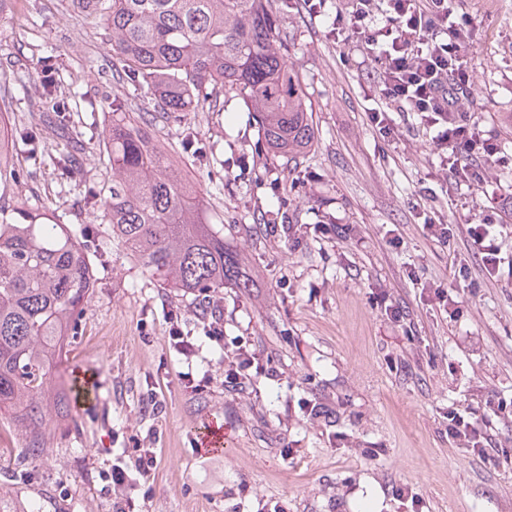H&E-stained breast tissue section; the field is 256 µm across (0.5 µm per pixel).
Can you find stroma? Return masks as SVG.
Returning <instances> with one entry per match:
<instances>
[{
	"label": "stroma",
	"mask_w": 512,
	"mask_h": 512,
	"mask_svg": "<svg viewBox=\"0 0 512 512\" xmlns=\"http://www.w3.org/2000/svg\"><path fill=\"white\" fill-rule=\"evenodd\" d=\"M460 6L474 26L470 109L512 153V0ZM276 19L316 132L297 162L267 151L232 95L223 111L147 125L205 192L225 241L264 277L247 294L215 293L223 344L208 338L194 294L163 285L96 225L84 195L107 179L98 145L78 153L87 178L67 190L50 164L16 152L20 176L0 183V205L36 203L73 230L89 227L96 288L57 369L66 384L83 375L91 385L74 422L51 427L43 456L17 427H0V512H112L99 473L133 435L159 453L143 512H266L274 501L283 512H512V168H490L473 188L442 177L433 129L400 112L390 135L372 126L378 91L341 55L326 17L288 0ZM111 37L71 0H11L0 20V116L10 126L28 119L50 78L79 92L66 114L73 133L92 120L105 127L116 98L145 111L113 75ZM265 211L284 231L259 224ZM489 213L501 257L492 273L466 233ZM429 217L450 224L448 245L428 236ZM436 286L452 297L447 310L430 300ZM385 295L403 322L385 316ZM171 309L198 357L170 345ZM243 340L275 374L229 388L223 360ZM150 393L160 416L141 411ZM315 398L328 409L304 413ZM452 411L490 430L486 454L449 437ZM211 417L226 431L216 477L194 446Z\"/></svg>",
	"instance_id": "obj_1"
}]
</instances>
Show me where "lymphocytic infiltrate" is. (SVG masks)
<instances>
[{
	"label": "lymphocytic infiltrate",
	"instance_id": "obj_1",
	"mask_svg": "<svg viewBox=\"0 0 512 512\" xmlns=\"http://www.w3.org/2000/svg\"><path fill=\"white\" fill-rule=\"evenodd\" d=\"M471 25L457 0H347L329 27L345 55H362L380 99L436 129L440 171L477 186L486 167L510 165L512 156L465 106L474 94L466 56ZM156 468V449H122L101 473L112 486V512H137L134 493Z\"/></svg>",
	"mask_w": 512,
	"mask_h": 512
}]
</instances>
